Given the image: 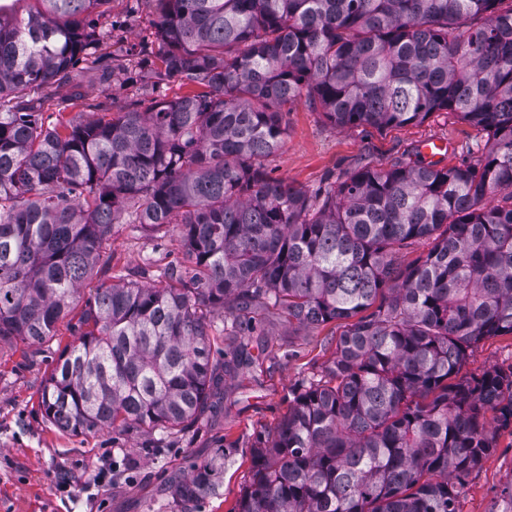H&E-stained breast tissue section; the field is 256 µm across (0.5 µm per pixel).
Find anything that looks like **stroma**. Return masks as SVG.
I'll return each instance as SVG.
<instances>
[{"label":"stroma","mask_w":512,"mask_h":512,"mask_svg":"<svg viewBox=\"0 0 512 512\" xmlns=\"http://www.w3.org/2000/svg\"><path fill=\"white\" fill-rule=\"evenodd\" d=\"M155 0H107L98 9L102 40L79 77L46 88L38 96L42 111L71 119L87 116L94 104L114 97L118 105L149 106L152 99L184 95L179 82L155 85L161 62L156 43ZM287 135L283 147L263 165L271 177L305 190H326L358 168L413 163L421 144L446 141L442 167L472 162L481 133L455 114L440 111L424 122L380 130L369 125L335 128L302 102L282 109ZM181 260L176 232L151 233L137 224L116 225L106 242L93 282L110 281L145 268L154 276ZM70 319L42 345L0 341V512H179L172 485L194 460L232 451L224 469V493L200 501L193 512H232L252 476L258 438L272 434L302 386L323 375L336 352L344 324L333 321L299 327L285 318L259 325L250 354L257 368L227 380L224 409L204 415L186 433L160 431L65 432L44 415L45 380L65 345L73 343ZM512 368V335L484 339L467 357L462 376H481L491 368ZM131 460L130 470L95 482L101 465ZM512 480V431L498 430L495 446L456 488L459 512H494L500 492Z\"/></svg>","instance_id":"35a3bbf8"}]
</instances>
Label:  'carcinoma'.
<instances>
[{"instance_id":"1","label":"carcinoma","mask_w":512,"mask_h":512,"mask_svg":"<svg viewBox=\"0 0 512 512\" xmlns=\"http://www.w3.org/2000/svg\"><path fill=\"white\" fill-rule=\"evenodd\" d=\"M16 2L0 0V340L54 336L120 214L178 225L183 248L163 283L143 270L90 293L46 417L184 433L224 376L256 366L258 312L347 320L324 375L258 441L234 512H457L455 485L495 447L486 414L512 427V370L459 376L478 343L512 335V2L156 0L157 82L203 91L81 121L31 102L95 54L89 16L107 0H38L25 17ZM297 101L336 128L447 111L486 140L469 165L362 167L309 193L262 164ZM228 460L191 465L181 512L219 495Z\"/></svg>"}]
</instances>
